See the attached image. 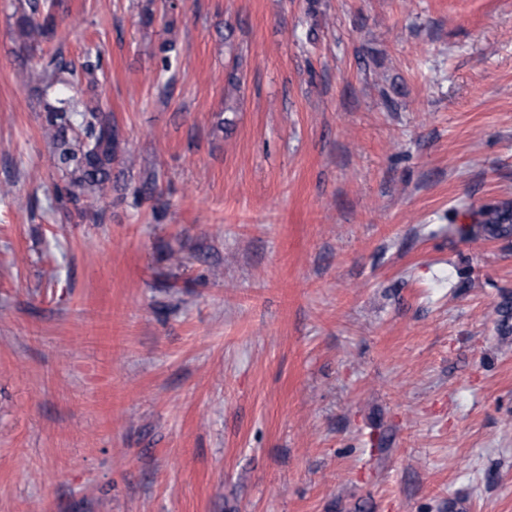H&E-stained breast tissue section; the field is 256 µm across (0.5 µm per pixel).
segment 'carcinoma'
I'll list each match as a JSON object with an SVG mask.
<instances>
[{"instance_id":"1","label":"carcinoma","mask_w":512,"mask_h":512,"mask_svg":"<svg viewBox=\"0 0 512 512\" xmlns=\"http://www.w3.org/2000/svg\"><path fill=\"white\" fill-rule=\"evenodd\" d=\"M61 0H24L17 23L18 38L34 50L56 36L55 10ZM102 68L101 52L87 53L80 67L68 63L59 52L41 55L37 69L23 74L39 92L44 112L43 127L54 149L55 164L63 185L55 186L58 208L66 214L83 213L90 198L106 199L112 194V154L120 133L112 114L99 100L73 96L45 98L55 87L74 89L85 83L97 85L96 73ZM448 228L471 239L508 240L512 238V207L508 204L485 206L477 223L450 224ZM499 331L512 334V297L505 295L495 308Z\"/></svg>"}]
</instances>
